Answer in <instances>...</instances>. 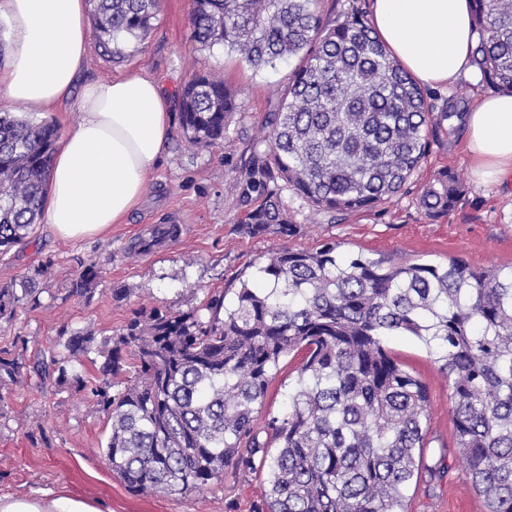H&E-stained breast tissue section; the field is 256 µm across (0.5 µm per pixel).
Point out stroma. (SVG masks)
<instances>
[{"label":"stroma","mask_w":512,"mask_h":512,"mask_svg":"<svg viewBox=\"0 0 512 512\" xmlns=\"http://www.w3.org/2000/svg\"><path fill=\"white\" fill-rule=\"evenodd\" d=\"M190 0H163L154 28L140 43H128L122 59L102 56L97 31H89L81 82L112 79L130 71L158 80L172 102L195 74L223 79L239 93L242 108L229 117L228 137L220 147H197L180 126L171 137L147 183L140 203L121 223L80 240L57 237L37 224L28 238L0 251V286L32 279L34 296L23 301L14 320L0 322V352L21 365L18 383L0 390V493L33 496L43 489L97 499L108 512H259L262 476L226 469L224 483L201 493L148 496L129 490L108 468L102 448L108 433L102 412L84 393L58 386L54 375L37 378L34 363L62 333L91 329L111 335L135 312L154 307L187 310L207 293L239 280H257V268L279 247L313 250L327 242L340 252L373 258L445 263L451 259L479 269L512 266V175L477 184L464 150V134L439 135L407 189L390 203L344 215L332 222L292 195H285L300 233L290 239L252 238L236 222L230 184L241 156L259 135L261 124L288 84L293 67L257 70L224 46L194 49L189 41ZM463 180L466 192L447 215L426 217L417 203L421 183L442 169ZM175 218L184 232L174 242L139 249L142 239ZM99 278L92 298L71 292V283L88 263ZM127 297L115 302L113 291ZM386 349L430 391V426L415 490L407 512H448V491L486 512L467 481L448 414V382L416 337L393 335ZM298 360L284 357L269 385L260 418L284 412L297 377Z\"/></svg>","instance_id":"stroma-1"}]
</instances>
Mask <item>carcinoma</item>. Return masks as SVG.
<instances>
[{
  "label": "carcinoma",
  "mask_w": 512,
  "mask_h": 512,
  "mask_svg": "<svg viewBox=\"0 0 512 512\" xmlns=\"http://www.w3.org/2000/svg\"><path fill=\"white\" fill-rule=\"evenodd\" d=\"M90 2L101 48L119 57L152 30L162 0ZM472 2L471 63L481 81L512 94V0ZM189 29L194 44L222 43L256 69L297 60L233 179L238 224L250 237L299 233L287 191L333 219L392 201L421 168L430 137L463 125L462 112L432 111L357 7L329 21L320 0H192ZM240 107L223 80L199 74L181 92L178 121L191 143L221 145ZM56 142L53 124L0 113V248L41 220ZM463 192L444 169L418 204L436 218ZM337 249L284 245L258 268L261 287L242 280L195 309L137 312L114 335L59 337L56 381L106 416L103 458L114 475L137 493L186 495L221 483L232 466L266 474L261 512H406L430 395L384 337L410 334L448 379L455 448L486 512H512V266ZM98 277L88 263L72 292L92 296ZM31 293L1 286L0 322ZM295 353L288 410L260 432L273 371ZM87 360L99 364L97 376L81 371ZM19 369L0 356V385Z\"/></svg>",
  "instance_id": "obj_1"
}]
</instances>
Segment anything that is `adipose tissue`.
<instances>
[{"label": "adipose tissue", "instance_id": "1", "mask_svg": "<svg viewBox=\"0 0 512 512\" xmlns=\"http://www.w3.org/2000/svg\"><path fill=\"white\" fill-rule=\"evenodd\" d=\"M0 22L9 40L0 96L27 112L73 100L82 114L57 150L43 221L63 239L103 231L144 194L170 138L169 97L138 72L79 84L87 57L86 0H0ZM370 23L418 84L475 77L469 0H371ZM466 129L477 182L512 173V95L481 99L468 112ZM0 512H105V506L44 490L28 498L0 495Z\"/></svg>", "mask_w": 512, "mask_h": 512}]
</instances>
